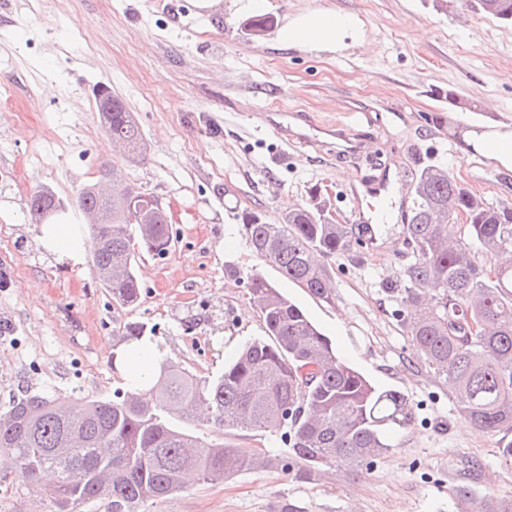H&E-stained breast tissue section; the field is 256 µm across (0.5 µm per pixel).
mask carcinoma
Here are the masks:
<instances>
[{"label":"carcinoma","instance_id":"obj_1","mask_svg":"<svg viewBox=\"0 0 512 512\" xmlns=\"http://www.w3.org/2000/svg\"><path fill=\"white\" fill-rule=\"evenodd\" d=\"M472 7L512 20V0H472ZM100 99L112 102L106 134L131 146L132 155H142L140 128L122 99L106 86L100 87ZM413 182V206L402 225L411 258L385 292L396 302L422 363L448 379L460 415L488 434L506 436L512 433V207L486 202L442 166L423 167ZM54 202L48 190L33 193L27 203L31 223H40L41 210ZM76 207L99 210L104 204L89 185L78 193ZM128 209L126 201L113 199L112 222L87 230L95 272L112 268V281L103 287L118 309L140 299L139 250L160 256L173 240L162 214L144 226L130 223ZM457 210L467 222L450 238L455 219L447 215ZM323 211L317 203L295 208L275 224L250 213L243 229L260 260L329 302L333 287L322 260L355 244L369 246L383 225L327 223ZM486 254L506 259L490 272L480 264ZM249 289L265 337L246 344L222 374L202 379L163 361L149 402L129 387L110 399H17L0 410V465L18 466L33 477L54 471L50 494L58 512H79L97 501L107 502L110 512H143L146 502L183 488L190 474L215 484L244 471L279 468L315 481L329 468L357 474L386 455L392 445L385 431L413 421L405 396L376 388L343 362L307 313L260 273L250 275ZM469 320L480 324L475 336L463 326ZM143 335L138 323L116 329L120 341ZM199 403L209 405L210 415L195 423L198 430L179 426ZM284 427L286 458L228 448L204 436L206 430L261 433ZM457 496L471 502L470 512H512V498L476 502L464 487Z\"/></svg>","mask_w":512,"mask_h":512}]
</instances>
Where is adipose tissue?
Segmentation results:
<instances>
[{
    "label": "adipose tissue",
    "mask_w": 512,
    "mask_h": 512,
    "mask_svg": "<svg viewBox=\"0 0 512 512\" xmlns=\"http://www.w3.org/2000/svg\"><path fill=\"white\" fill-rule=\"evenodd\" d=\"M361 32L357 18L348 13L330 9H312L302 12L279 31L280 43L291 48L335 51L340 39ZM460 150L466 155L491 159L508 172L512 171V124L483 122L462 136ZM36 246L57 261L79 265L86 245L82 225L60 222L41 224L34 237ZM114 367L124 384L147 388L160 356L155 341L143 339L114 348Z\"/></svg>",
    "instance_id": "obj_1"
}]
</instances>
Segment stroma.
Returning <instances> with one entry per match:
<instances>
[{
    "label": "stroma",
    "instance_id": "stroma-1",
    "mask_svg": "<svg viewBox=\"0 0 512 512\" xmlns=\"http://www.w3.org/2000/svg\"><path fill=\"white\" fill-rule=\"evenodd\" d=\"M321 7L354 15L365 43L309 52L276 41L277 26ZM265 11L275 26L254 35L235 0L209 14L196 0H38L33 11L0 0V88L14 101L0 110V409L25 394L111 398L120 382L105 346L126 321L144 323L173 364L221 374L263 333L248 287L258 270L344 361L402 393L414 420L390 431L391 452L362 474L193 479L147 512H273L284 497L309 512H460L461 487L479 499L512 496L499 436L469 428L382 291L408 257L401 210L373 248L328 260V302L262 262L242 227L250 212L277 223L287 207L308 205L315 187L340 222L357 223L358 210L377 204L364 186L385 178L391 196L408 194L428 164L512 206V172L459 149L470 124H512V23L446 0H266ZM102 84L135 116L141 158L113 153L96 104ZM105 161L173 214V250L162 261L142 256L140 300L124 311L91 260L74 266L37 249L26 217L30 195L48 190L80 223L76 196ZM208 438L288 453L277 433ZM35 506L55 512L45 482L1 468L0 512Z\"/></svg>",
    "mask_w": 512,
    "mask_h": 512
}]
</instances>
